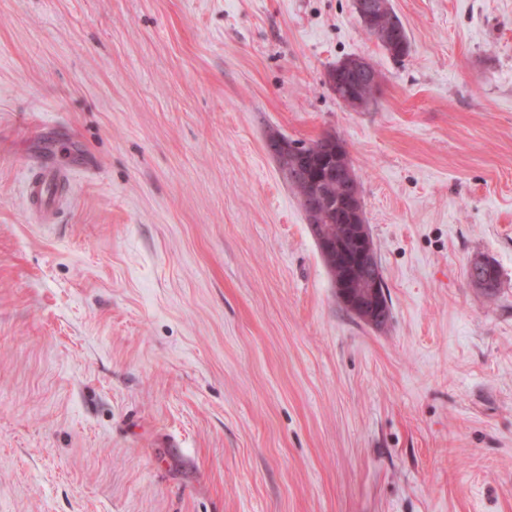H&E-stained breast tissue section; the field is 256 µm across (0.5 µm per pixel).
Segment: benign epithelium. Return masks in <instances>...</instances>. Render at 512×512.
I'll return each mask as SVG.
<instances>
[{
	"label": "benign epithelium",
	"instance_id": "benign-epithelium-1",
	"mask_svg": "<svg viewBox=\"0 0 512 512\" xmlns=\"http://www.w3.org/2000/svg\"><path fill=\"white\" fill-rule=\"evenodd\" d=\"M354 9L364 28H369V22L376 17L391 12V0H353ZM330 84L337 85L346 82L352 86L338 97L345 107L353 112L365 108V102L355 92V89L370 86L379 89L382 86V76L371 60L363 55H356L336 64L329 76ZM267 151L276 157L281 177L289 183L304 185L298 196L299 204L311 223L325 216L332 208V199L325 195V178L321 170L329 165L334 152L348 151L346 143L336 139L330 133L324 136L323 146L316 149L310 159L289 162L287 146L278 138L266 142ZM346 187L339 207L354 215L357 225L355 232L357 248L347 252L341 245L317 234L316 242L325 253H336L342 257L343 273L333 280L336 294L341 301L365 320L376 323L383 321L381 315L380 295L383 286L381 269L377 256L368 239L364 237L363 203L360 195L354 189V176L351 168H346ZM476 276L473 285L486 291L496 288L493 269L482 260L471 262Z\"/></svg>",
	"mask_w": 512,
	"mask_h": 512
}]
</instances>
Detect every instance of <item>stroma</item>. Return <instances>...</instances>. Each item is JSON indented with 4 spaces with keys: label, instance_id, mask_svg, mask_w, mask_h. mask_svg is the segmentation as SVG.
<instances>
[{
    "label": "stroma",
    "instance_id": "35a3bbf8",
    "mask_svg": "<svg viewBox=\"0 0 512 512\" xmlns=\"http://www.w3.org/2000/svg\"><path fill=\"white\" fill-rule=\"evenodd\" d=\"M392 5L401 60L352 0H0V512H512V0ZM328 132L382 328L265 148ZM392 19H394L395 21H392ZM396 23H398L401 26L402 32L400 39L393 44V50L395 51V53H389L394 59L401 60L410 54V41L406 33V30L402 24V21L394 12L393 17H380L376 22V24L381 28V30H388L389 27L391 29H394ZM343 77L346 79V83L354 88L370 86L364 87L360 94L366 100V109L371 104L369 101L374 99L375 95L371 87L381 90L382 76L366 56L356 55L336 64L329 76L330 84L337 86L342 82ZM25 192L30 208L48 217L62 199V172L55 165L42 164L31 171ZM322 224L324 225L326 235L332 240H336L344 236L346 232L344 224L350 223H346L342 218H337L334 214L331 222L323 220ZM364 224L354 225L358 243L357 248L352 252L344 251L340 243L336 241L335 244L331 239L326 238L320 233L316 236V242L323 252L334 253L336 250V255L342 257L343 273L333 280V286L336 288V294L340 300L365 320L374 324L383 321L381 305L379 303L383 290V277L380 265H378L379 262L377 263V252L369 228L368 236L371 244L364 237ZM355 272L361 273V279L357 283L354 280ZM346 305H344V308L347 311L363 319L352 312Z\"/></svg>",
    "mask_w": 512,
    "mask_h": 512
}]
</instances>
